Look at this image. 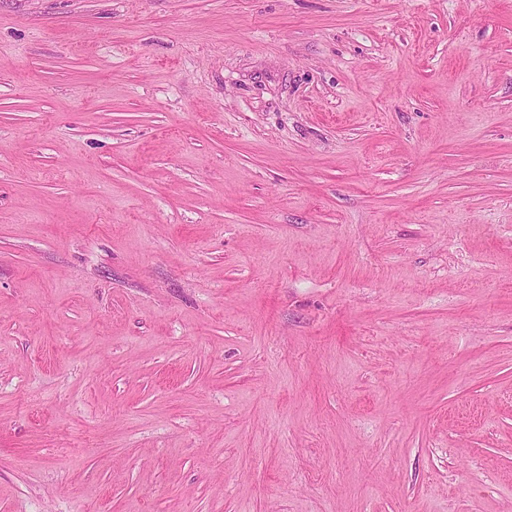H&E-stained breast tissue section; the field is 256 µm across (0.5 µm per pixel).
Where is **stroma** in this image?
<instances>
[{"label": "stroma", "instance_id": "35a3bbf8", "mask_svg": "<svg viewBox=\"0 0 512 512\" xmlns=\"http://www.w3.org/2000/svg\"><path fill=\"white\" fill-rule=\"evenodd\" d=\"M0 512H512V0H0Z\"/></svg>", "mask_w": 512, "mask_h": 512}]
</instances>
